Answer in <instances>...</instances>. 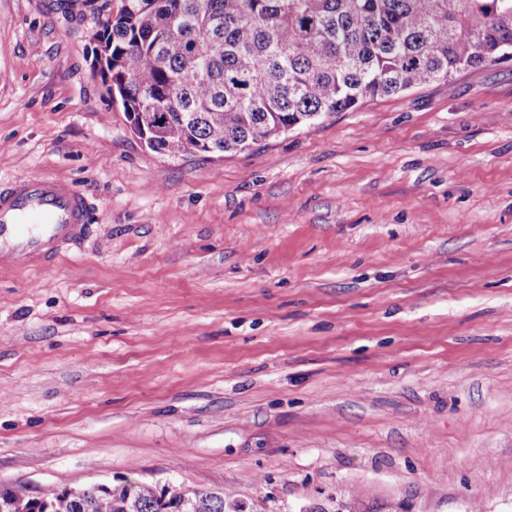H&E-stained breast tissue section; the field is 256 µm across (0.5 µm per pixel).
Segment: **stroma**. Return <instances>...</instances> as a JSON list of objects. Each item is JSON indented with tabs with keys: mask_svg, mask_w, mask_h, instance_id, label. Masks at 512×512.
<instances>
[{
	"mask_svg": "<svg viewBox=\"0 0 512 512\" xmlns=\"http://www.w3.org/2000/svg\"><path fill=\"white\" fill-rule=\"evenodd\" d=\"M88 0H0V186L91 230L0 270V486L512 512V61L217 158L149 149Z\"/></svg>",
	"mask_w": 512,
	"mask_h": 512,
	"instance_id": "1",
	"label": "stroma"
}]
</instances>
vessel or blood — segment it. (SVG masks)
<instances>
[{"instance_id":"obj_1","label":"vessel or blood","mask_w":512,"mask_h":512,"mask_svg":"<svg viewBox=\"0 0 512 512\" xmlns=\"http://www.w3.org/2000/svg\"><path fill=\"white\" fill-rule=\"evenodd\" d=\"M90 229L88 203L66 181L18 179L0 190V268L41 263Z\"/></svg>"}]
</instances>
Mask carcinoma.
I'll return each mask as SVG.
<instances>
[{"mask_svg":"<svg viewBox=\"0 0 512 512\" xmlns=\"http://www.w3.org/2000/svg\"><path fill=\"white\" fill-rule=\"evenodd\" d=\"M110 0L96 32L106 92L154 151L218 157L368 100L512 60V0ZM224 512L222 492L123 481L74 498L0 487L30 512Z\"/></svg>","mask_w":512,"mask_h":512,"instance_id":"1","label":"carcinoma"}]
</instances>
